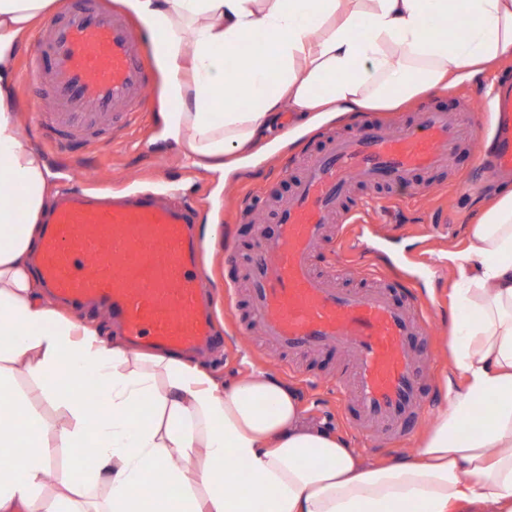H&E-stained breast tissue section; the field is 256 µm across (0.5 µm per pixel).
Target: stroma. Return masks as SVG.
<instances>
[{
	"label": "stroma",
	"instance_id": "obj_1",
	"mask_svg": "<svg viewBox=\"0 0 512 512\" xmlns=\"http://www.w3.org/2000/svg\"><path fill=\"white\" fill-rule=\"evenodd\" d=\"M505 69L512 70V60L478 80L429 92L399 110L373 113L372 118L393 130L417 122L422 111L429 108L459 109L471 98L484 104ZM160 81L159 73H152L140 110L130 124L110 129L96 139L75 134L69 148L56 150L45 144L37 120L52 98L51 88L48 82L30 80L24 69H17L15 92L23 142L46 160L53 174L50 194L81 184L104 196L115 191H153L162 193L168 202L190 200L197 216L196 238L207 284L220 288L228 279L242 284L243 265L251 255L254 238L259 231L274 228V198L287 196L298 178L299 157L324 148L327 136L355 133L360 120H335L302 133L298 130L301 115L282 112L279 131L295 133V140L224 183L219 174L192 166L175 141L162 139ZM492 187V179L477 174L469 152L463 150L455 166L418 173L400 204H390V192L370 187H354L347 199L357 219L350 249L364 253L367 262L380 264L386 273L406 280L414 297L426 308L430 331L419 339L418 346L431 399L428 413L432 416L444 405L441 379L450 370L448 341L453 333L451 308L455 303L452 273L437 255L465 246L475 205ZM215 222L220 225L216 236L209 230ZM233 252L238 254L240 265L230 269L224 258ZM216 313L224 347L198 354L196 361L224 383H232L252 370L265 372L297 391L310 421L339 434L350 447L377 463L413 448L426 430L428 423L423 420L397 439L355 437L343 424L336 400L338 357L317 354L290 359L261 351L259 329L248 320L244 296L232 294L222 299Z\"/></svg>",
	"mask_w": 512,
	"mask_h": 512
}]
</instances>
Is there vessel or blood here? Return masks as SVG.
Wrapping results in <instances>:
<instances>
[{"label":"vessel or blood","mask_w":512,"mask_h":512,"mask_svg":"<svg viewBox=\"0 0 512 512\" xmlns=\"http://www.w3.org/2000/svg\"><path fill=\"white\" fill-rule=\"evenodd\" d=\"M146 34L100 0H67L25 61L31 78L46 77L54 114L46 135L60 149L78 132L125 122L148 83L141 52ZM495 168L512 170V83L492 97ZM479 139L468 109L427 110L420 124L385 132L362 124L329 139L280 202L274 231L256 238L247 269L248 305L262 335L289 353L339 352L337 391L347 423L365 437L402 436L428 408L417 337L429 329L418 302L399 300L379 278L343 288L338 273L316 259L346 210L350 186H410L417 173L451 167ZM195 212L152 195L84 190L52 202L42 232L38 273L50 293L74 307L106 306L129 344L165 351L206 350L217 339L198 286Z\"/></svg>","instance_id":"1"}]
</instances>
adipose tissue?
<instances>
[{
	"label": "adipose tissue",
	"instance_id": "adipose-tissue-1",
	"mask_svg": "<svg viewBox=\"0 0 512 512\" xmlns=\"http://www.w3.org/2000/svg\"><path fill=\"white\" fill-rule=\"evenodd\" d=\"M152 35L165 134L232 173L275 146L279 112L311 129L396 109L512 58V0H126ZM56 0H0V512H512V184L449 251L453 293L475 320L450 343L448 401L404 457L378 464L309 422L297 393L259 373L233 386L199 365L107 342L42 299L32 255L49 172L25 147L15 62ZM452 35H439L444 23ZM263 35L261 57L227 62ZM25 371L38 397L14 382ZM93 376L103 410L86 401ZM64 422L46 428L36 399ZM493 399L490 417L477 405ZM95 450L78 483L47 495L59 451Z\"/></svg>",
	"mask_w": 512,
	"mask_h": 512
}]
</instances>
